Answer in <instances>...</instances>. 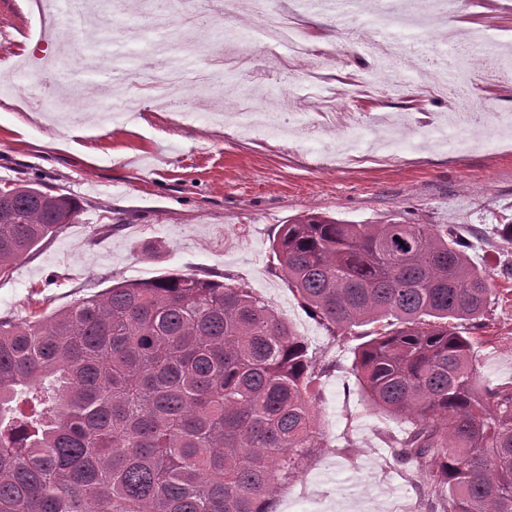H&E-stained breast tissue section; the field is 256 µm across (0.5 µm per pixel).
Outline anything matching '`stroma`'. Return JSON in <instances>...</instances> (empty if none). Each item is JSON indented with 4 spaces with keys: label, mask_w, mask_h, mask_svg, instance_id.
<instances>
[{
    "label": "stroma",
    "mask_w": 512,
    "mask_h": 512,
    "mask_svg": "<svg viewBox=\"0 0 512 512\" xmlns=\"http://www.w3.org/2000/svg\"><path fill=\"white\" fill-rule=\"evenodd\" d=\"M108 0L91 24H59L39 42L48 18L35 0H0V74L16 75L18 93L0 92V181L23 177L71 194L80 205L74 224L17 263L0 279V317L24 320L69 305L112 282L166 271L244 285L263 299L304 342L320 373L312 403L323 445L302 475L281 484L274 512H444L446 496L424 497L423 461L396 462L409 425L371 406L353 370L360 328L335 337L312 318L270 261L282 224L304 212L354 224L448 226L468 244L478 265L496 270L512 260V245L494 233L512 215V131L496 124L512 114V83L483 78L486 45L465 52L443 47L441 60L467 71L486 114L465 117L481 148L459 152L434 144L430 130L452 114L453 102L433 85L430 70L410 83L381 73L369 42L372 29L330 6L309 10L301 0ZM291 19L301 34L323 36L302 58L252 42L261 13ZM469 22L491 29L512 62V0H456L427 27L456 30ZM122 29L135 55L104 56L111 76L133 78L149 67L163 37L187 34L188 62L222 68L225 83L253 92L284 111L350 112L346 127L321 126L288 135L257 134L224 120L235 94H185L184 114L144 100L129 117L110 110L111 88L86 85L90 112L56 120L66 94L63 77L82 68L95 37ZM395 147L374 158V141ZM475 350L482 377L512 381V292L488 314Z\"/></svg>",
    "instance_id": "obj_1"
}]
</instances>
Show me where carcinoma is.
Here are the masks:
<instances>
[{"instance_id": "cac0c4a2", "label": "carcinoma", "mask_w": 512, "mask_h": 512, "mask_svg": "<svg viewBox=\"0 0 512 512\" xmlns=\"http://www.w3.org/2000/svg\"><path fill=\"white\" fill-rule=\"evenodd\" d=\"M80 206L0 186V278ZM276 260L331 335L367 326L354 370L411 423L399 461L427 465L446 512H512V382L480 376L471 329L497 279L438 224L307 213ZM304 343L243 286L168 271L50 314L0 317V512H269L323 447Z\"/></svg>"}]
</instances>
